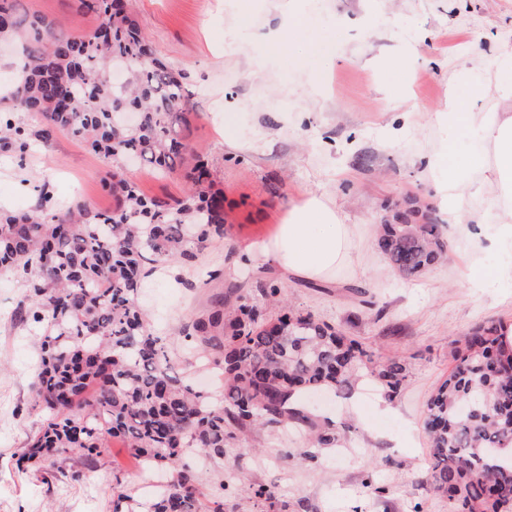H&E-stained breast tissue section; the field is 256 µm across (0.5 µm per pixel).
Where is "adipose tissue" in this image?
<instances>
[{"label":"adipose tissue","mask_w":512,"mask_h":512,"mask_svg":"<svg viewBox=\"0 0 512 512\" xmlns=\"http://www.w3.org/2000/svg\"><path fill=\"white\" fill-rule=\"evenodd\" d=\"M479 83L452 90L450 100L438 112L439 122L467 123L477 129L480 143L470 164L489 167L493 179L486 191L494 223L474 221L469 207L478 190L460 176L447 153L427 157V168L435 176L440 203L448 210V223L462 239L486 243L493 250L512 249V114L508 112H466L462 106L479 92ZM351 233L340 223L335 211L317 197H309L289 210L284 224L270 242L257 245L259 255L274 258L284 274L322 279L350 257Z\"/></svg>","instance_id":"ef3b65f1"}]
</instances>
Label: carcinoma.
<instances>
[{
	"mask_svg": "<svg viewBox=\"0 0 512 512\" xmlns=\"http://www.w3.org/2000/svg\"><path fill=\"white\" fill-rule=\"evenodd\" d=\"M98 17L85 36H68L58 20L30 14L21 0H0V41L20 48L19 71L0 116V151L23 157L33 139L48 146L60 133L86 143L104 162L135 154L172 169L190 152L172 131L186 100L184 76L155 57L125 0H77ZM122 66L125 84L106 71ZM32 115L37 127L9 114ZM190 187L172 202L150 198L112 170L115 208L79 203L62 213L39 189L36 211L0 217V270L27 288L17 311L41 328L40 361L31 375V409L45 418L28 442V459L65 480L91 473L119 440L145 470L171 480L149 498L118 491L113 512H224V481H213L195 458L222 459L257 426L297 430L307 447L336 446V425L300 401L310 390L345 392L367 378L388 398L406 378L395 357L372 360L367 345L310 313L274 317L267 305L284 286L260 285V302L235 286L191 316L178 336L203 369H219L224 389L185 383L169 339L157 334L139 305L145 275L193 265L224 239V193L211 189L198 163ZM377 246L405 278L443 262L444 225L420 207L378 226ZM503 323H478L464 337L457 364L427 404L429 471L453 512H512V346ZM83 459L84 471L59 462Z\"/></svg>",
	"mask_w": 512,
	"mask_h": 512,
	"instance_id": "carcinoma-1",
	"label": "carcinoma"
}]
</instances>
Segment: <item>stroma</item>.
<instances>
[{
    "label": "stroma",
    "mask_w": 512,
    "mask_h": 512,
    "mask_svg": "<svg viewBox=\"0 0 512 512\" xmlns=\"http://www.w3.org/2000/svg\"><path fill=\"white\" fill-rule=\"evenodd\" d=\"M23 4L60 20L70 35L98 24L73 0ZM129 7L156 56L184 76L192 116L175 130L193 151L164 174L123 162L126 177L147 196L179 198L185 169L203 158L214 189L224 193L225 224L205 268L222 271L228 284L243 280L255 298L259 274L271 276L285 286L290 308L359 338L378 360L407 363L403 389L391 400L363 381L347 397L306 394L341 436L336 447L317 449L316 461L280 456L281 447H302L301 438L262 428L249 435L247 454L230 449L223 460L206 462L204 472L223 480L225 503H240L243 512H260L245 494L258 484L270 486L288 512H449L427 477L426 403L472 326L512 322V288L472 287L473 268L498 265L502 256L452 231L448 263L402 279L379 251L375 227L412 199L447 223L421 157L446 149L463 162L475 151L473 129L435 119L450 86L473 74L485 94L470 111L512 113V98H501L494 81L496 58L512 51V0H252L246 14L230 0H129ZM295 7L308 50L244 53L251 32L278 26ZM105 172L73 136L59 135L47 149L32 142L24 158L0 155V212L34 210L43 183L60 210L79 202L111 209ZM309 196L351 229L350 260L318 284L284 277L276 262L249 252L274 238L288 210ZM196 276L175 265L147 280L142 304L157 329L171 331L206 308L210 290L188 286ZM24 299L22 282L0 273V512H112L120 485L142 482L120 443L77 482L54 481L20 461L39 425L29 407L36 331L14 321Z\"/></svg>",
    "instance_id": "obj_1"
}]
</instances>
